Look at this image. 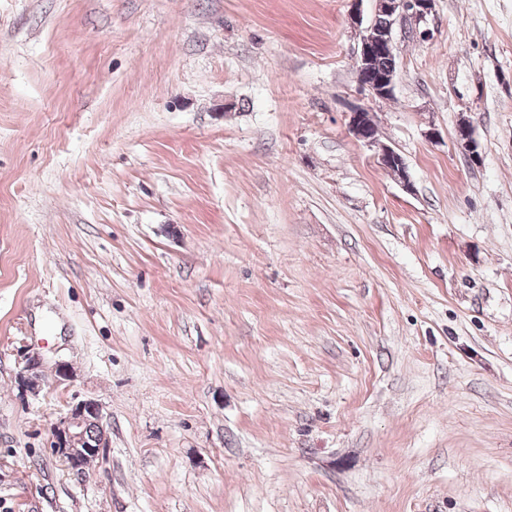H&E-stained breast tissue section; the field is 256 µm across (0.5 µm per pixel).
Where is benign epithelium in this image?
<instances>
[{"label":"benign epithelium","mask_w":512,"mask_h":512,"mask_svg":"<svg viewBox=\"0 0 512 512\" xmlns=\"http://www.w3.org/2000/svg\"><path fill=\"white\" fill-rule=\"evenodd\" d=\"M361 2L363 0H351V10L348 15L349 24L359 35L354 67L362 89L368 91L371 96L380 98L393 93L395 88L396 70L377 72L374 69L375 59L378 56H396L393 25L403 18L417 24L426 20L433 10L435 0H375L374 18L367 22L364 21L360 8ZM379 16L388 18L387 25L377 24ZM369 118L370 114L364 108L354 109L349 113V132L366 146L375 149L374 158L377 164L389 170L403 189L408 192L413 190V182L404 159L393 147L380 142L376 134L368 131ZM456 144L471 161H479L480 154L473 136L472 125L464 116L457 124ZM37 369L38 362L29 360L20 371L19 385L23 392L37 394L41 391ZM88 405L97 416L98 424H103V407L95 399H85L69 404L66 412L52 424L53 451L69 470L77 473L81 471L82 460L88 454L107 447V441L104 438L97 442L95 448L86 443L87 420L84 409Z\"/></svg>","instance_id":"obj_1"}]
</instances>
